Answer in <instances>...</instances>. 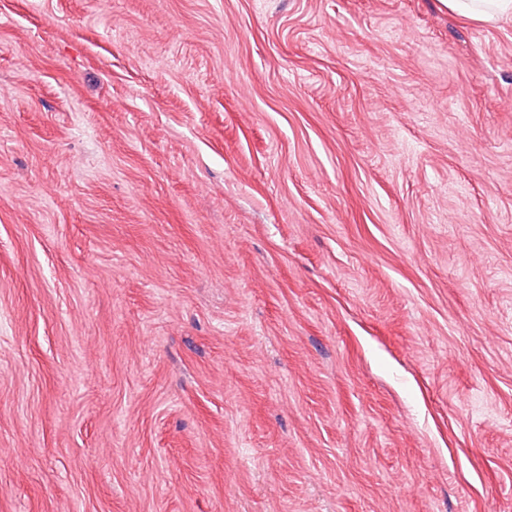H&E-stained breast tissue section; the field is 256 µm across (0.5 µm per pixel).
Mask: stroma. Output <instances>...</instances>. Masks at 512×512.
<instances>
[{"label": "stroma", "mask_w": 512, "mask_h": 512, "mask_svg": "<svg viewBox=\"0 0 512 512\" xmlns=\"http://www.w3.org/2000/svg\"><path fill=\"white\" fill-rule=\"evenodd\" d=\"M0 512H512V21L0 0Z\"/></svg>", "instance_id": "obj_1"}]
</instances>
